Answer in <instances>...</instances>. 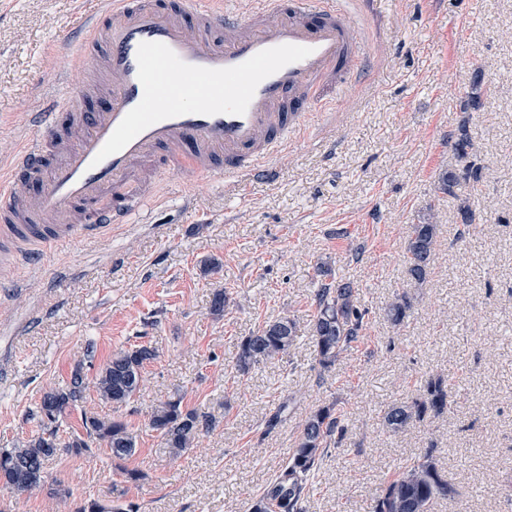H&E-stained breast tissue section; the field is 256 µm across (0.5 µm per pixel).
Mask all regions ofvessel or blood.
<instances>
[{
    "mask_svg": "<svg viewBox=\"0 0 512 512\" xmlns=\"http://www.w3.org/2000/svg\"><path fill=\"white\" fill-rule=\"evenodd\" d=\"M95 0L77 51L107 82L72 112L57 74L0 168V264L40 268L46 249L106 237L158 202L149 163L226 188L275 178L301 115L359 63L360 25L337 0Z\"/></svg>",
    "mask_w": 512,
    "mask_h": 512,
    "instance_id": "obj_1",
    "label": "vessel or blood"
}]
</instances>
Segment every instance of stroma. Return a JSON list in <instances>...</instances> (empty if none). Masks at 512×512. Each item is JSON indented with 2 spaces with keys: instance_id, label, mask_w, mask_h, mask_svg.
I'll return each mask as SVG.
<instances>
[{
  "instance_id": "stroma-1",
  "label": "stroma",
  "mask_w": 512,
  "mask_h": 512,
  "mask_svg": "<svg viewBox=\"0 0 512 512\" xmlns=\"http://www.w3.org/2000/svg\"><path fill=\"white\" fill-rule=\"evenodd\" d=\"M90 6L0 0V162L56 72L69 74V102L79 108L92 64L52 48L77 36ZM361 55V69L273 158V182L232 195L223 176L168 168L161 206L98 242L50 252L40 274L14 272L0 288V448L37 434L32 411L43 389L64 385L75 364L92 377L112 352L157 351L122 410L136 454L115 461L97 442L82 454L60 451L45 464L42 490H0V512H69L84 498L137 512H249L306 413L331 403L346 431L315 475L305 512H371L384 480L427 448L455 488L433 512H512V0H384L365 19ZM478 65L490 104L469 117L470 159L483 179L466 227L457 200L435 183L461 165L453 144ZM429 211L438 245L417 287L403 246ZM207 258L220 270L203 273ZM321 263L354 283L367 311L364 343L328 371L311 332ZM219 289L229 301L215 316ZM402 292L413 307L396 328L385 309ZM283 316L298 325L289 354L237 373L241 339ZM438 376L464 394L460 407L389 433L387 408ZM176 396L214 421L177 459L148 425L152 408ZM289 397L292 409L267 429ZM130 470L139 480L127 479Z\"/></svg>"
}]
</instances>
